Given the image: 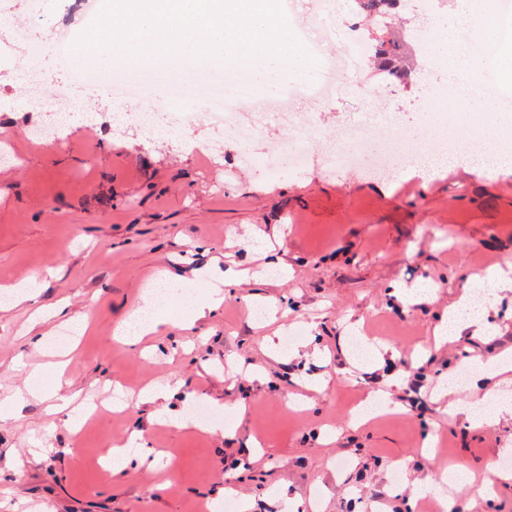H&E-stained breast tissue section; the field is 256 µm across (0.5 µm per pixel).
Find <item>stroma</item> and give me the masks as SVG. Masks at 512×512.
<instances>
[{
    "mask_svg": "<svg viewBox=\"0 0 512 512\" xmlns=\"http://www.w3.org/2000/svg\"><path fill=\"white\" fill-rule=\"evenodd\" d=\"M484 0H414L390 27L411 70L385 103L388 78L366 68L360 93L295 100L323 133L302 174L246 166L231 134L206 123L183 137L148 138L115 121L108 81L76 82L78 51L58 55L56 32L77 38L91 23L79 0H10L42 48L46 95L77 101L94 122H65L49 151L26 133L53 122L28 99L19 71L0 65V286L38 279L30 302L0 309V512H193L225 496L251 512H412L443 496L447 512H512V480L490 496L468 483L446 487L445 467L485 477L512 449V420L474 424L473 396L512 397L501 383L469 376L474 360L512 355V288L488 312L490 331L435 345L434 330L470 293L475 275L512 278V172L482 173L431 145L395 180L327 167L338 127L370 109L396 112L414 132L448 73L430 51L435 10L446 29ZM183 289L163 311L158 335L139 346L115 337L146 283ZM224 303L183 327L215 285ZM88 315L90 330L60 353L36 335ZM275 337L278 357L263 347ZM67 361L69 386L53 368ZM40 369V392L28 376ZM177 385L172 407L196 398L225 410L208 428L176 430L139 394ZM145 460L111 474L108 449Z\"/></svg>",
    "mask_w": 512,
    "mask_h": 512,
    "instance_id": "35a3bbf8",
    "label": "stroma"
}]
</instances>
